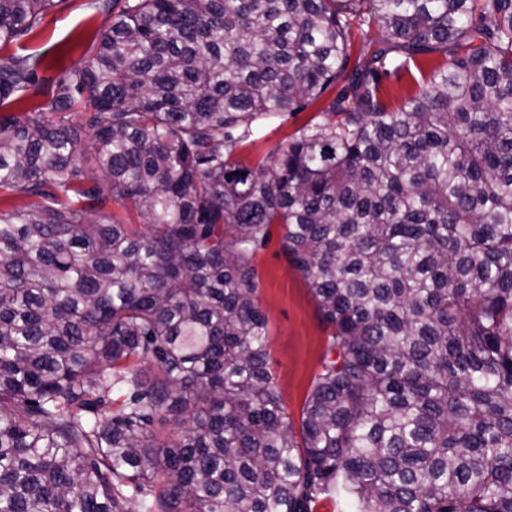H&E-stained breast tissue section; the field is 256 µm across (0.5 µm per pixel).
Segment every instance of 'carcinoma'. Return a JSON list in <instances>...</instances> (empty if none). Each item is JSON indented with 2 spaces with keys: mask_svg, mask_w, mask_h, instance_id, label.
<instances>
[{
  "mask_svg": "<svg viewBox=\"0 0 512 512\" xmlns=\"http://www.w3.org/2000/svg\"><path fill=\"white\" fill-rule=\"evenodd\" d=\"M54 5L0 0V44ZM101 7L56 82L0 60V195L27 198L0 210V512H512V0ZM356 23L384 39L350 69ZM338 82L272 165L236 159ZM274 224L329 330L297 431L253 266ZM445 58L440 53H433L422 58H418L414 66H411L412 75L405 74L400 81L395 77H390L383 81L382 95L390 108H396L402 105L404 98L414 93L418 88V82L426 75L430 68L443 62Z\"/></svg>",
  "mask_w": 512,
  "mask_h": 512,
  "instance_id": "obj_1",
  "label": "carcinoma"
}]
</instances>
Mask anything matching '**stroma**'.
<instances>
[{"mask_svg": "<svg viewBox=\"0 0 512 512\" xmlns=\"http://www.w3.org/2000/svg\"><path fill=\"white\" fill-rule=\"evenodd\" d=\"M111 23L99 0H56L40 26L20 42L0 47V58L29 57L38 77L54 80L66 70L82 65ZM441 54L419 58L412 73L388 78L382 95L389 107L402 105L414 93L430 68L442 62ZM314 109L266 124L255 141L238 151L248 167L269 159L275 147L314 116ZM283 230L272 226L271 235L254 257L258 302L269 330V367L292 422H299L311 383L321 366L328 333L317 304L301 273L288 261L282 248Z\"/></svg>", "mask_w": 512, "mask_h": 512, "instance_id": "obj_1", "label": "stroma"}]
</instances>
